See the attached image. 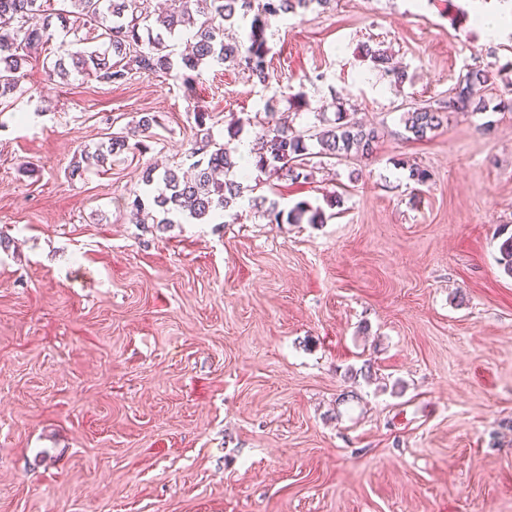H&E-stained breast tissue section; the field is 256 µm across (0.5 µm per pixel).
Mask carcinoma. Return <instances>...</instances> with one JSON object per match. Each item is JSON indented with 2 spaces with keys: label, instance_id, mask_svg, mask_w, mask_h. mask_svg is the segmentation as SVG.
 <instances>
[{
  "label": "carcinoma",
  "instance_id": "1",
  "mask_svg": "<svg viewBox=\"0 0 512 512\" xmlns=\"http://www.w3.org/2000/svg\"><path fill=\"white\" fill-rule=\"evenodd\" d=\"M57 1L62 2V8H54ZM176 2L178 6L170 13L154 19L140 0H0V20L13 23L9 28L0 29V105L9 104L25 93L22 87L24 65L53 41L51 19L54 17L70 26L74 39L59 43L49 72L51 77L65 79L76 73L111 86L124 84L134 70L167 74L176 69L182 71L184 81L190 84L193 81L190 73L213 62L242 68L248 71L250 78L265 84L269 81L266 30L271 21L326 0ZM240 20L248 28L246 39L225 41L224 25L232 26ZM87 28L95 31L96 38L100 39L94 49L78 36L79 31ZM182 32L188 33L190 45L175 59L167 39ZM366 54L394 85L404 82L405 72L388 67L384 52L368 48ZM488 82V70L471 68L451 89L448 100L438 107L414 106L407 110L403 113L407 138H427L441 127L446 112L487 111L491 106L482 97V91ZM491 108L512 110V104L501 101ZM266 116L271 118V123L262 129L261 151L254 157V168L281 174L292 181L310 179L314 165L310 163L311 152L305 135L275 118L272 111L266 112ZM153 123L154 118L143 115L131 135L113 136L94 152L81 153V161L74 162L71 174L83 170L82 161L93 159L97 165H103L107 156L130 148L129 137L148 136ZM310 139L320 146V157L339 159L353 152L371 154L379 133L374 127L346 120L339 111L333 124L316 129ZM190 157L194 158L191 168L195 170L190 178L172 168L157 176L154 170L147 171L145 184L158 185L152 204L160 217H152L153 223L172 224L176 218L201 222L213 217L221 219L243 197L242 183L224 178L242 161L235 150L218 143L207 132L194 142ZM254 206L265 208L272 224H323L326 221L324 210L306 201L297 203L286 213L264 197L255 198ZM498 263L505 274L512 276V235L501 242Z\"/></svg>",
  "mask_w": 512,
  "mask_h": 512
}]
</instances>
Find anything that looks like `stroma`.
I'll return each instance as SVG.
<instances>
[{"label":"stroma","mask_w":512,"mask_h":512,"mask_svg":"<svg viewBox=\"0 0 512 512\" xmlns=\"http://www.w3.org/2000/svg\"><path fill=\"white\" fill-rule=\"evenodd\" d=\"M495 6L330 0L273 23L265 85L27 63L0 111V512H512V112H452L421 141L401 121L472 66L512 80V33L475 20ZM269 104L299 130L340 108L379 130L308 181L245 178L326 223L245 199L222 224L132 223L147 169L236 123L255 141ZM146 112L151 137L72 175ZM326 215L321 207H313L306 201L297 203L294 207L288 210L286 215L287 224H323L326 221Z\"/></svg>","instance_id":"1"}]
</instances>
